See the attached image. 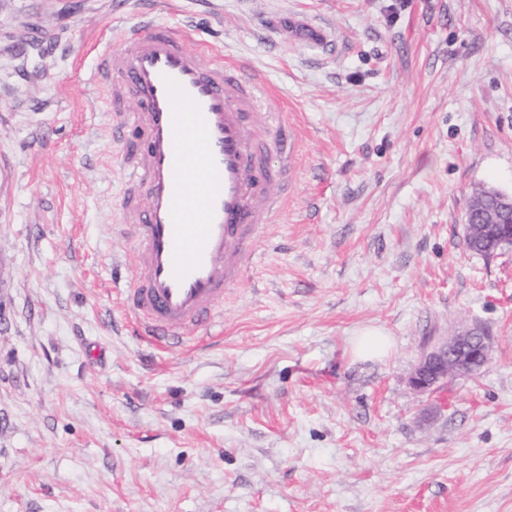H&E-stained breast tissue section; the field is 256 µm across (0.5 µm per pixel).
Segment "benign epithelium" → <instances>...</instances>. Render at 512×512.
Instances as JSON below:
<instances>
[{
	"instance_id": "obj_1",
	"label": "benign epithelium",
	"mask_w": 512,
	"mask_h": 512,
	"mask_svg": "<svg viewBox=\"0 0 512 512\" xmlns=\"http://www.w3.org/2000/svg\"><path fill=\"white\" fill-rule=\"evenodd\" d=\"M471 207L480 220L474 231H466L472 244L489 237L512 244V226L507 228L504 223L506 216H512V195L499 192L490 205L475 199ZM489 348L490 337L475 330L459 333L424 353L410 377V384L424 393L450 376L474 374L486 364Z\"/></svg>"
}]
</instances>
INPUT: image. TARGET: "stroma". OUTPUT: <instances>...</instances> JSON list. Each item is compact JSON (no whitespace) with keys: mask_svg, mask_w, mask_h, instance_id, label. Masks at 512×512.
Returning a JSON list of instances; mask_svg holds the SVG:
<instances>
[{"mask_svg":"<svg viewBox=\"0 0 512 512\" xmlns=\"http://www.w3.org/2000/svg\"><path fill=\"white\" fill-rule=\"evenodd\" d=\"M140 2L0 0V512H512V247L465 244L512 195V0H153L300 131L257 262L161 348L113 288L132 170L88 81ZM473 328L486 365L414 390ZM387 340L378 330H366L357 337L354 351L359 356H379L383 353Z\"/></svg>","mask_w":512,"mask_h":512,"instance_id":"35a3bbf8","label":"stroma"}]
</instances>
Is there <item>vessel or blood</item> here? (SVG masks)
Returning <instances> with one entry per match:
<instances>
[{
    "instance_id": "b4317fda",
    "label": "vessel or blood",
    "mask_w": 512,
    "mask_h": 512,
    "mask_svg": "<svg viewBox=\"0 0 512 512\" xmlns=\"http://www.w3.org/2000/svg\"><path fill=\"white\" fill-rule=\"evenodd\" d=\"M117 117L111 138L133 154L122 199L135 261L120 291L132 330L164 344L209 321L244 279L263 225L288 202L298 131L247 65L206 60L186 30L143 19L91 74ZM274 128L277 167L249 129Z\"/></svg>"
}]
</instances>
